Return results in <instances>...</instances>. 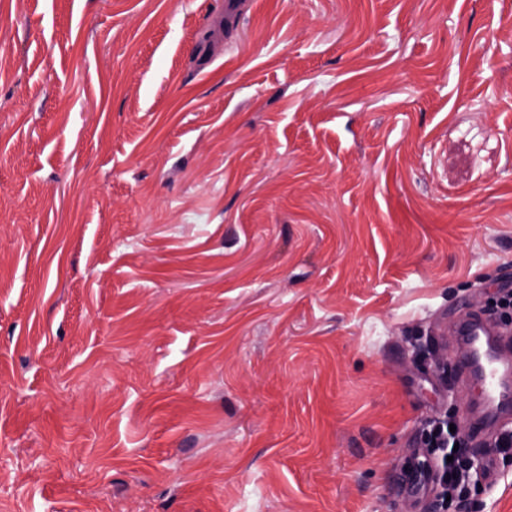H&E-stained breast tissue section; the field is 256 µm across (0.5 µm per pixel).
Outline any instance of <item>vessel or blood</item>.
<instances>
[{
  "instance_id": "obj_1",
  "label": "vessel or blood",
  "mask_w": 512,
  "mask_h": 512,
  "mask_svg": "<svg viewBox=\"0 0 512 512\" xmlns=\"http://www.w3.org/2000/svg\"><path fill=\"white\" fill-rule=\"evenodd\" d=\"M457 356L460 385L475 398L464 416L466 435L482 443L512 428V326L478 311L445 328Z\"/></svg>"
}]
</instances>
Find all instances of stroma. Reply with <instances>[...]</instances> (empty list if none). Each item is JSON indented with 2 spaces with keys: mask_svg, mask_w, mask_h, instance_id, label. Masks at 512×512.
<instances>
[{
  "mask_svg": "<svg viewBox=\"0 0 512 512\" xmlns=\"http://www.w3.org/2000/svg\"><path fill=\"white\" fill-rule=\"evenodd\" d=\"M226 7L0 0V512H429L438 330L512 279V0Z\"/></svg>",
  "mask_w": 512,
  "mask_h": 512,
  "instance_id": "obj_1",
  "label": "stroma"
}]
</instances>
